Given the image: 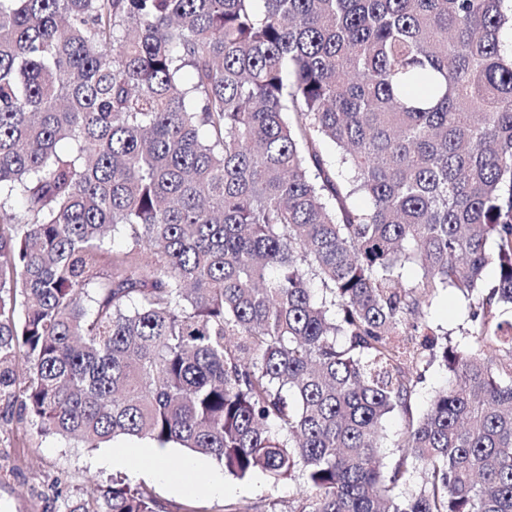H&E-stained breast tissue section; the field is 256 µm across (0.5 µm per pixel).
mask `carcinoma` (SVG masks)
Wrapping results in <instances>:
<instances>
[{"mask_svg":"<svg viewBox=\"0 0 512 512\" xmlns=\"http://www.w3.org/2000/svg\"><path fill=\"white\" fill-rule=\"evenodd\" d=\"M256 2L0 0L3 414L292 482L289 512H512V0ZM449 289L463 344L424 317ZM451 377V373L435 361L426 372L422 379L416 384L412 395V410L414 415L423 413L429 406L436 391H438Z\"/></svg>","mask_w":512,"mask_h":512,"instance_id":"carcinoma-1","label":"carcinoma"}]
</instances>
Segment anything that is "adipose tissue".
<instances>
[{"instance_id":"ef3b65f1","label":"adipose tissue","mask_w":512,"mask_h":512,"mask_svg":"<svg viewBox=\"0 0 512 512\" xmlns=\"http://www.w3.org/2000/svg\"><path fill=\"white\" fill-rule=\"evenodd\" d=\"M143 460L151 463L155 474L160 479L172 482L175 487H194L214 495H221L226 491L223 475L219 471L206 469L204 464L197 459H184L179 474L175 475L164 465L156 449L150 447L119 448L112 453V464L116 467L134 468Z\"/></svg>"}]
</instances>
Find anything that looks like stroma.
Wrapping results in <instances>:
<instances>
[{"label": "stroma", "instance_id": "obj_1", "mask_svg": "<svg viewBox=\"0 0 512 512\" xmlns=\"http://www.w3.org/2000/svg\"><path fill=\"white\" fill-rule=\"evenodd\" d=\"M468 302L457 292H445L427 309L426 319L439 334L452 341L464 338ZM119 437L99 448H83L55 435H41L31 426L0 417V512H56L61 496H79L93 488L126 478L157 503V512H224L228 503L256 506L276 501L288 512L296 496L295 484H272L257 474L240 480L225 476L224 495L174 489L149 472L123 474L105 464L112 448L131 446Z\"/></svg>", "mask_w": 512, "mask_h": 512}]
</instances>
